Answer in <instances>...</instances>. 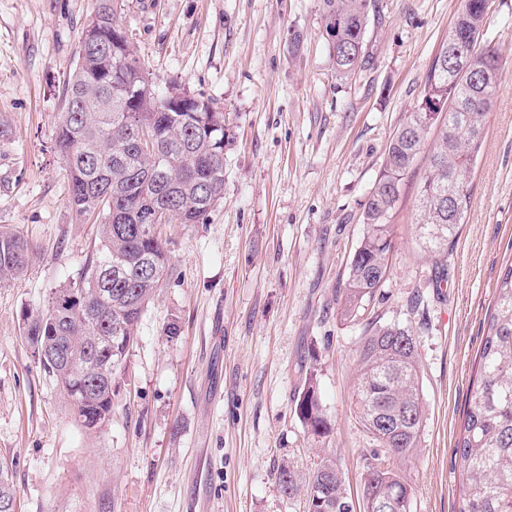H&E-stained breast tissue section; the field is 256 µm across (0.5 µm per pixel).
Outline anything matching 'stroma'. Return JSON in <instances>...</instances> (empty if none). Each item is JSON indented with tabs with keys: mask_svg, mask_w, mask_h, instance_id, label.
<instances>
[{
	"mask_svg": "<svg viewBox=\"0 0 512 512\" xmlns=\"http://www.w3.org/2000/svg\"><path fill=\"white\" fill-rule=\"evenodd\" d=\"M366 62L337 79L319 0H124L119 22L159 87L224 114V200L201 224H164L172 269L141 317L111 422L89 432L22 334L96 243L68 205L54 146L62 88L94 0H0V227L28 241L24 275L0 283V462L16 512H304L275 473L332 452L359 495L377 445L352 411L361 325L336 316L363 204L389 139L422 97L460 0H377ZM303 46L291 52L293 32ZM485 40L504 83L447 258L411 223L425 165L407 174L375 318L416 332L426 426L412 460L413 512H458L456 448L499 277L512 263V0H493ZM317 362L331 433L293 410Z\"/></svg>",
	"mask_w": 512,
	"mask_h": 512,
	"instance_id": "stroma-1",
	"label": "stroma"
}]
</instances>
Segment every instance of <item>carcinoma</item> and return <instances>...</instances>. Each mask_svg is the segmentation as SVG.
I'll return each instance as SVG.
<instances>
[{"label": "carcinoma", "instance_id": "obj_1", "mask_svg": "<svg viewBox=\"0 0 512 512\" xmlns=\"http://www.w3.org/2000/svg\"><path fill=\"white\" fill-rule=\"evenodd\" d=\"M88 25L96 41H78L64 81L55 147L69 172L68 204L80 222L97 224L94 252L47 304L23 318L25 339L67 398L75 419L96 430L112 418V384L136 342L139 319L171 272L158 225L200 224L224 199V113L176 87L151 86L130 104L146 73L131 47L113 65L112 31L123 0H95ZM487 0L458 10L424 80L421 100L393 134L379 178L361 214L365 231L339 291L337 316L364 322L353 411L377 443L366 464L359 509L336 457L324 453L305 474L282 463L279 493L304 500V512H413L412 487L390 460H408L422 442L425 402L412 326L367 318L389 273L393 224L407 173L421 158L425 176L414 212L416 241L445 256L465 221L470 174L486 118L503 82L498 52L484 41ZM375 0H320L322 36L336 75L361 67ZM30 246L0 229V282L20 277ZM294 413L314 437L331 423L318 372L306 374ZM466 476L459 512H512V263L498 281L479 351L475 391L458 442ZM0 512H15L7 467L0 464Z\"/></svg>", "mask_w": 512, "mask_h": 512}]
</instances>
